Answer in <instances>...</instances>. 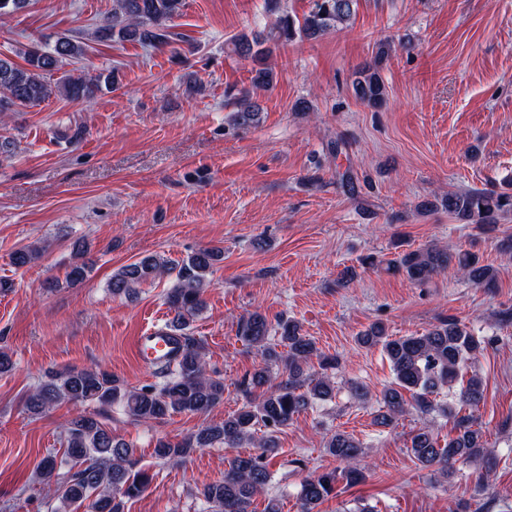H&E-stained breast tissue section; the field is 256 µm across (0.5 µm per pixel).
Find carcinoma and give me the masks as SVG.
Here are the masks:
<instances>
[{
    "mask_svg": "<svg viewBox=\"0 0 512 512\" xmlns=\"http://www.w3.org/2000/svg\"><path fill=\"white\" fill-rule=\"evenodd\" d=\"M266 10L278 14L273 27L263 32H241L225 40V50L252 62L249 89H227L225 97L235 106L234 121L240 126L259 123L262 108L257 92L269 88L275 79L266 60L272 47L297 38L316 39L328 31L346 25L356 15L359 0H314L311 11L301 18L281 10V0H265ZM184 0H113L112 14L97 30L100 38L137 42L153 49H163L178 40L174 19L182 14ZM393 45L378 44L374 63L356 73L355 96L369 107L386 99V86L380 68ZM84 46L69 37L60 38L51 48L38 44L24 52L26 65L0 58V115L20 107L34 106L62 95L72 100L90 102L102 87L114 84L112 74H64L51 80L63 62L81 56ZM448 214L465 224L491 225L512 212V188L472 189L450 194L441 201ZM47 246L29 244L15 250L11 264L24 268L40 259ZM90 249L78 242L73 262L66 272V282H83L92 272ZM224 257L220 248H201L174 262L160 254H147L112 273L108 287L112 296L133 299L142 285L173 278L165 295L172 314L159 331L170 330L178 336L179 354L165 363H151L154 381L139 388H129L112 373L101 368L75 370L52 369L27 397L31 413H41L57 404L75 407L94 404L100 408L120 405L136 419L149 423L162 421L174 413L203 414L224 400V379L207 369L205 343L194 336L192 323L205 308L204 294L211 285L210 274ZM456 266L468 281L483 288L496 285V271L480 262L470 251L454 255L435 244L400 255L392 268L402 271L413 283L424 286L434 275ZM238 336L256 348L262 362L244 380L246 401L219 424L207 426L179 440L162 436L156 439L155 456L165 463L182 464L196 451L222 444L226 448L252 445L265 449L261 454H238L224 469V480L204 487L202 495L208 512H252L254 498L264 493L272 474L269 455L276 451L275 430L288 426L294 416L315 400H327L334 394L328 371L338 360L320 354L316 341L301 333L298 323L281 317L272 326L265 315L255 311L242 317ZM366 348L381 347L394 380L380 399L376 422L390 426L413 410L427 418L440 411L455 417V435L442 442L428 425L419 427L411 437L410 450L425 466H435L444 474L459 460L491 471L482 432L475 427L474 410L485 398L480 377L471 375L461 386L457 398L469 413L457 416L450 405L440 406L434 397L458 380L461 367L488 348L490 340L477 336L453 320H443L425 333L415 336H389L381 324H373L357 336ZM319 370H313V360ZM283 366L276 382L273 368ZM265 434L257 436L260 429ZM67 451L60 460L48 456L40 465L41 483L47 488V512H124L125 500L144 492L153 480L145 469L137 467L134 449L112 436L99 414L83 412L71 419L66 428ZM327 452L342 464L341 469L313 473L306 477L299 491L298 512H315L343 479L353 485L365 478L360 466L362 443L344 433L329 437Z\"/></svg>",
    "mask_w": 512,
    "mask_h": 512,
    "instance_id": "obj_1",
    "label": "carcinoma"
}]
</instances>
